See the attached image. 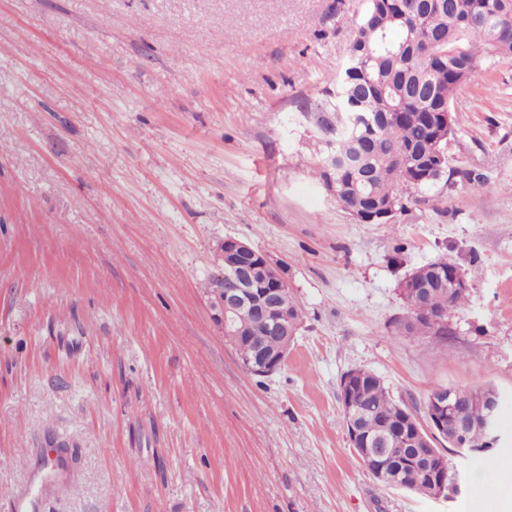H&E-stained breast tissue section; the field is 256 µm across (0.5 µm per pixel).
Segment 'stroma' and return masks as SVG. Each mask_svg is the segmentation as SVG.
<instances>
[{"label":"stroma","instance_id":"35a3bbf8","mask_svg":"<svg viewBox=\"0 0 512 512\" xmlns=\"http://www.w3.org/2000/svg\"><path fill=\"white\" fill-rule=\"evenodd\" d=\"M367 0H0V494L65 442L42 512H512V59L453 100L452 166L362 224L313 170L324 90ZM233 237L279 265L301 329L268 377L208 302ZM445 256L470 283L453 341L395 329L398 283ZM362 367L417 414L495 386L487 475L455 500L360 465L337 387Z\"/></svg>","mask_w":512,"mask_h":512}]
</instances>
